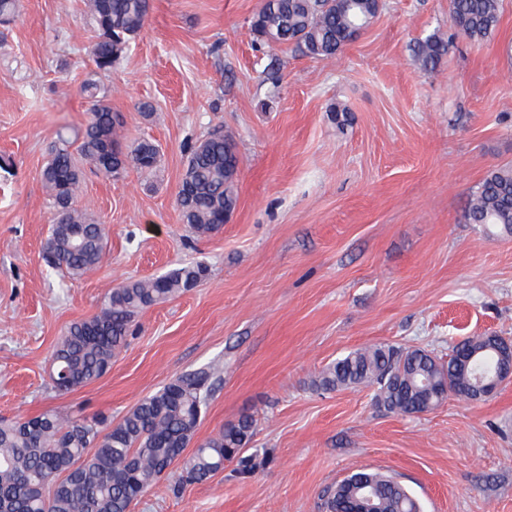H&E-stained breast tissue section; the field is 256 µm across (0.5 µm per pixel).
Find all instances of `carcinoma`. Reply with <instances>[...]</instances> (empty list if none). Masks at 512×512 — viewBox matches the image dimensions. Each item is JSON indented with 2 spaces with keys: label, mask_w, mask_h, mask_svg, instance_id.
I'll list each match as a JSON object with an SVG mask.
<instances>
[{
  "label": "carcinoma",
  "mask_w": 512,
  "mask_h": 512,
  "mask_svg": "<svg viewBox=\"0 0 512 512\" xmlns=\"http://www.w3.org/2000/svg\"><path fill=\"white\" fill-rule=\"evenodd\" d=\"M98 30L88 51L99 70L112 66L121 45L144 27L150 0H85ZM377 0H262L251 30L267 47L291 44L303 55L333 60L378 13ZM456 30L480 44L500 22V0H450ZM453 41L434 32L414 45L421 69H434ZM83 91L89 119L74 137L58 131L56 147L41 171L53 213L46 244V266L81 276L101 260L106 227L77 206L84 168L117 180L129 167L156 170L158 146L148 140L122 148L119 116L108 94L87 80ZM240 160L234 143L216 129L191 146L178 191L183 223L206 236L221 229L237 203ZM466 220L489 235L512 236V167H494L473 195ZM208 267L186 264L156 277L130 280L110 291L100 312L71 323L53 351L51 378L58 390L73 391L101 378L124 343L139 311L202 282ZM512 363V344L502 337L475 336L458 343L448 362L421 350L375 345L353 351L324 367L313 380L324 390L364 382L377 385L376 403L399 415L438 407L448 395L474 401L493 396L497 368ZM219 367L179 376L140 400L119 421L102 416L63 418L44 411L25 419L0 420V512H129L158 479L180 468L174 489L203 483L248 446L255 420L242 415L185 455L211 380ZM380 512H421L413 494L396 477L369 472ZM357 473L325 498L323 512H354Z\"/></svg>",
  "instance_id": "1"
}]
</instances>
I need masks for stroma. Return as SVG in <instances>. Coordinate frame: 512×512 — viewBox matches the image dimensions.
Returning a JSON list of instances; mask_svg holds the SVG:
<instances>
[{
    "instance_id": "35a3bbf8",
    "label": "stroma",
    "mask_w": 512,
    "mask_h": 512,
    "mask_svg": "<svg viewBox=\"0 0 512 512\" xmlns=\"http://www.w3.org/2000/svg\"><path fill=\"white\" fill-rule=\"evenodd\" d=\"M260 4L151 0L144 28L100 70L84 0H17L0 32V418L116 421L218 360L195 439L249 413V447L180 493L161 478L131 512H322L361 469L395 476L422 512H512V380L415 416L378 406L368 384L313 385L373 344L444 360L468 337L512 340V237L465 220L487 171L512 166V0L479 45L456 35L448 0H382L333 62L258 46ZM435 31L455 47L424 71L412 48ZM89 78L108 89L123 143L154 142L161 165L86 174L78 205L109 236L99 265L73 279L42 260L53 207L40 172L57 129L86 122ZM336 104L349 110L341 129ZM218 126L241 160L238 202L200 237L177 193L188 146ZM196 262L207 278L139 313L102 378L53 387L51 351L72 322L128 280Z\"/></svg>"
}]
</instances>
